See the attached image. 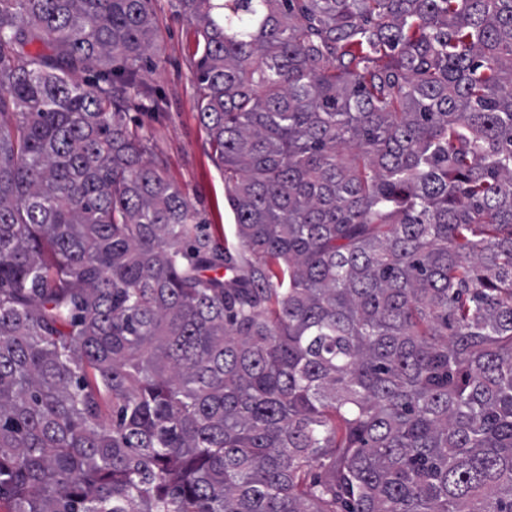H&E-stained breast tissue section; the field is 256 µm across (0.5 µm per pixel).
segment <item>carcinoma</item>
Wrapping results in <instances>:
<instances>
[{
    "instance_id": "cac0c4a2",
    "label": "carcinoma",
    "mask_w": 512,
    "mask_h": 512,
    "mask_svg": "<svg viewBox=\"0 0 512 512\" xmlns=\"http://www.w3.org/2000/svg\"><path fill=\"white\" fill-rule=\"evenodd\" d=\"M150 2L0 0V512H512V0H177L235 247ZM176 5V0H152L151 4L157 26L151 50L155 69L145 73L144 81L166 104L162 112H152L147 100L133 97L129 126L146 134L151 152L163 161L164 175L183 191L213 232L236 245L224 178L210 156L195 106L190 58L194 28L179 15Z\"/></svg>"
}]
</instances>
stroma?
Here are the masks:
<instances>
[{"label":"stroma","instance_id":"stroma-1","mask_svg":"<svg viewBox=\"0 0 512 512\" xmlns=\"http://www.w3.org/2000/svg\"><path fill=\"white\" fill-rule=\"evenodd\" d=\"M157 32L151 54L155 68L144 81L163 99V111L149 110L133 97L131 129L146 134L152 153L163 162L165 176L187 196L213 232L234 241L235 226L225 204L224 178L215 166L205 129L195 106V75L190 52L193 27L179 15L176 0H152Z\"/></svg>","mask_w":512,"mask_h":512}]
</instances>
